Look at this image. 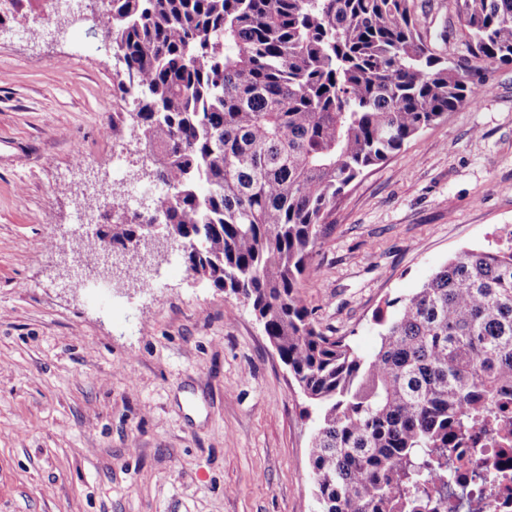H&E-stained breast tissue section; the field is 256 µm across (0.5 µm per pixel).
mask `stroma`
<instances>
[{
  "label": "stroma",
  "instance_id": "35a3bbf8",
  "mask_svg": "<svg viewBox=\"0 0 512 512\" xmlns=\"http://www.w3.org/2000/svg\"><path fill=\"white\" fill-rule=\"evenodd\" d=\"M436 51L465 60L454 0H414ZM63 35H41L48 22ZM35 29L22 40L15 30ZM96 19L0 10V512H314L311 406L251 306L154 252L151 290L72 287L95 249L97 186L137 139ZM337 199L301 290L364 356L375 315L459 252L512 246V64ZM120 120H113V113ZM81 171H73L75 161Z\"/></svg>",
  "mask_w": 512,
  "mask_h": 512
}]
</instances>
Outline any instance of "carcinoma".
I'll return each instance as SVG.
<instances>
[{
  "label": "carcinoma",
  "mask_w": 512,
  "mask_h": 512,
  "mask_svg": "<svg viewBox=\"0 0 512 512\" xmlns=\"http://www.w3.org/2000/svg\"><path fill=\"white\" fill-rule=\"evenodd\" d=\"M475 62L512 63V0H455ZM188 272L251 303L317 412L321 512H435L448 445L512 395V248L463 251L375 315L364 357L324 332L300 288L325 220L367 168L474 99L411 0H107ZM112 248L145 233L123 212Z\"/></svg>",
  "instance_id": "cac0c4a2"
}]
</instances>
